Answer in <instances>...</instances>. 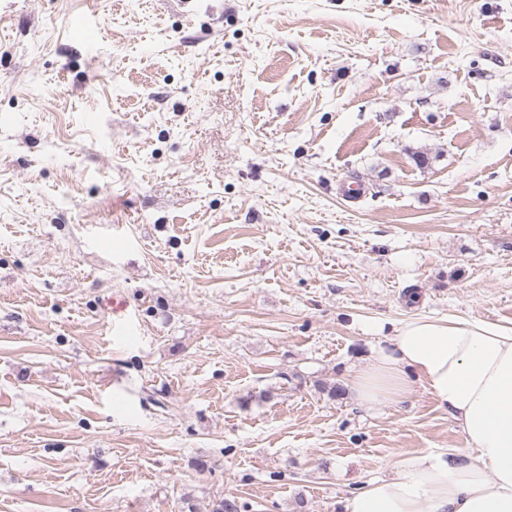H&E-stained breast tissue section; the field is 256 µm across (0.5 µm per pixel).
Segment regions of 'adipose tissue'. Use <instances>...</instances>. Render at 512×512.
Here are the masks:
<instances>
[{"instance_id":"ef3b65f1","label":"adipose tissue","mask_w":512,"mask_h":512,"mask_svg":"<svg viewBox=\"0 0 512 512\" xmlns=\"http://www.w3.org/2000/svg\"><path fill=\"white\" fill-rule=\"evenodd\" d=\"M420 382L450 411L468 448L402 456L392 474L345 499L344 512H512V327L413 318L359 369L357 399L403 397Z\"/></svg>"}]
</instances>
